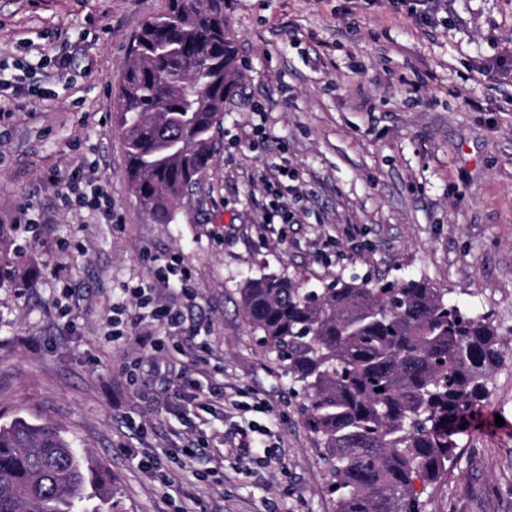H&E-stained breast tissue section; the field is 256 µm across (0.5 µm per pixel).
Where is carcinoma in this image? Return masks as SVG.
<instances>
[{
    "label": "carcinoma",
    "instance_id": "1",
    "mask_svg": "<svg viewBox=\"0 0 512 512\" xmlns=\"http://www.w3.org/2000/svg\"><path fill=\"white\" fill-rule=\"evenodd\" d=\"M239 71L224 0H166L133 34L113 111L127 180L153 223H172L208 168ZM241 308L299 387L337 512H422L415 482L445 479L456 428L500 362L489 318L422 281L307 289L276 273L249 279ZM89 470L51 422L0 428V512H76Z\"/></svg>",
    "mask_w": 512,
    "mask_h": 512
}]
</instances>
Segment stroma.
Here are the masks:
<instances>
[{
	"label": "stroma",
	"instance_id": "obj_1",
	"mask_svg": "<svg viewBox=\"0 0 512 512\" xmlns=\"http://www.w3.org/2000/svg\"><path fill=\"white\" fill-rule=\"evenodd\" d=\"M164 6L0 0V72L30 46L69 59L53 98L0 136V221L20 204L51 218L0 235L12 259L0 426L61 427L92 460L87 494L114 512H336L320 445L240 290L268 272L306 288L413 279L488 315L502 354L423 512H512V76L482 70L512 55V0H448L435 25L391 0H224L238 89L204 176L173 223L154 224L125 178L113 102L132 35ZM82 165L117 222L59 200L51 177ZM280 166L295 221L267 224L260 176ZM173 256L191 273V295L169 294L183 332L162 354L112 343L120 312L154 331L125 291L154 285ZM186 371L198 395L182 399L167 385ZM129 448L159 455L164 476Z\"/></svg>",
	"mask_w": 512,
	"mask_h": 512
}]
</instances>
